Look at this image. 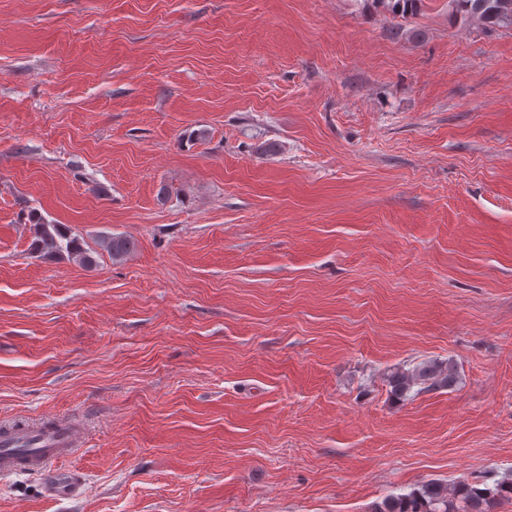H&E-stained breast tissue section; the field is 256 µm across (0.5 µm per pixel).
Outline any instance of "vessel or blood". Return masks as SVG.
<instances>
[{
	"label": "vessel or blood",
	"mask_w": 512,
	"mask_h": 512,
	"mask_svg": "<svg viewBox=\"0 0 512 512\" xmlns=\"http://www.w3.org/2000/svg\"><path fill=\"white\" fill-rule=\"evenodd\" d=\"M79 443L78 427L70 422L9 430L0 435V477L21 471L45 472L70 456Z\"/></svg>",
	"instance_id": "b4317fda"
}]
</instances>
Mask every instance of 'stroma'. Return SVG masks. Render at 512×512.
Returning <instances> with one entry per match:
<instances>
[{
    "mask_svg": "<svg viewBox=\"0 0 512 512\" xmlns=\"http://www.w3.org/2000/svg\"><path fill=\"white\" fill-rule=\"evenodd\" d=\"M34 213L135 250L38 257ZM448 359L454 388L392 399L388 370ZM68 419L79 495L23 471L0 512H372L512 478V27L0 0V426Z\"/></svg>",
    "mask_w": 512,
    "mask_h": 512,
    "instance_id": "obj_1",
    "label": "stroma"
}]
</instances>
